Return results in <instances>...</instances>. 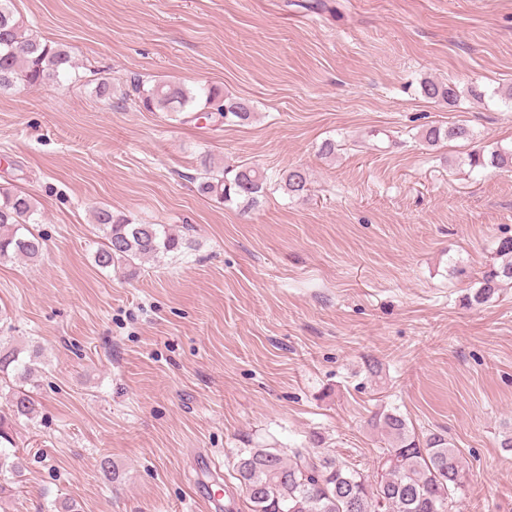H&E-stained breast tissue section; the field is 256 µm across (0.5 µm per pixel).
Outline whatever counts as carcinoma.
<instances>
[{"label":"carcinoma","mask_w":512,"mask_h":512,"mask_svg":"<svg viewBox=\"0 0 512 512\" xmlns=\"http://www.w3.org/2000/svg\"><path fill=\"white\" fill-rule=\"evenodd\" d=\"M76 63L62 44H48L25 34L16 17L12 0H0V91L17 85L37 87L71 77ZM424 97L448 105L461 94L474 101L484 97L475 83L461 90L455 84L433 79L421 83ZM122 97L146 112H178L183 119L206 115L216 126L244 123L252 111L248 104L229 97L213 86L193 91L170 80L133 78ZM473 131L468 125L431 126L422 133L430 146L444 140H468ZM472 167L512 166V149H496L489 156L469 155ZM206 176L199 192L218 202L244 200L254 206L267 190V176L249 166H217L203 160ZM279 188L291 197L308 191L309 174L303 168H290L278 180ZM35 199L13 187L0 186V260L38 259L45 246L42 236L31 225L40 223ZM92 221L102 233L94 262L102 269L135 267L144 262L188 255L198 242L188 232L168 224H137L112 210L97 207ZM501 262L487 270L480 287L466 297L467 305H482L512 284V237L498 241ZM38 350L29 357L21 350L0 345V382L14 380L9 410L16 418L30 417L35 403L23 384L33 381V363ZM373 426L381 431L385 446L380 448L377 466L364 474L328 454L320 446L296 448L285 456L276 448H244L235 463L238 480L251 503L252 512H448L454 499L464 495L466 466L460 452L442 433L419 438L406 418L397 412L375 415Z\"/></svg>","instance_id":"carcinoma-1"}]
</instances>
